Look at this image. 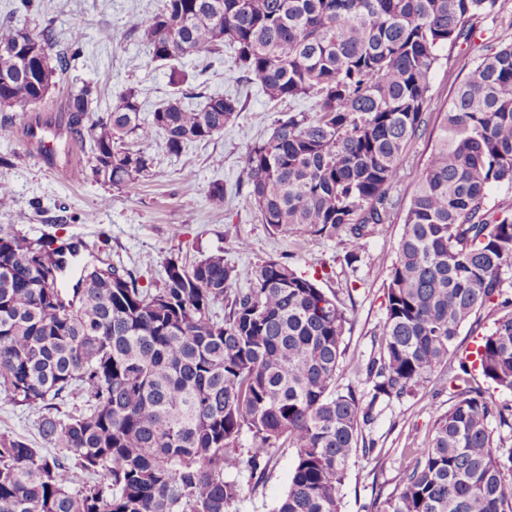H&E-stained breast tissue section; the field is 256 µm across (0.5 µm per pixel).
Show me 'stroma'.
Returning <instances> with one entry per match:
<instances>
[{"label":"stroma","mask_w":512,"mask_h":512,"mask_svg":"<svg viewBox=\"0 0 512 512\" xmlns=\"http://www.w3.org/2000/svg\"><path fill=\"white\" fill-rule=\"evenodd\" d=\"M162 0H0V22L13 20L33 33L52 26L53 51L64 49L81 35L83 53L72 60L67 75L58 80L38 105L0 108V181L11 192L0 197V231L30 239L53 237L81 244V261L96 258L122 267L143 288L160 286L164 265L175 259L190 265L219 252L239 277L236 287L246 289L255 269L276 258L316 279L320 288L337 292L347 306V359L337 376L340 387L361 383L352 363L369 356L372 336L385 318L384 288L402 233L403 207L413 182L424 167L456 86L469 69L496 46L497 36L512 28V0H498L493 13L480 16L468 39L445 47L439 54L431 83L430 116L426 132L407 148V163L392 194L399 208L390 223L363 241L357 262H348V239L306 233L282 234L262 223L248 195L246 153L250 144L266 138L279 113L309 108L310 100L294 104L269 103L255 77H243L229 50L182 59L188 74L183 90L190 105L211 95L237 97L242 109L214 137L187 145L173 156L165 151L163 135H156L147 152L152 174L136 189H119L92 182L86 175L87 141L71 135L64 119L65 100L73 79L93 90L91 111L100 116L126 89H134L144 111L169 98L173 88L168 69L150 63L146 47L130 34L133 18L157 11ZM110 40H102V32ZM46 127L45 145L54 158L45 164L28 146L27 129ZM69 170L62 179L57 168ZM224 186V207L209 202L213 183ZM456 400L447 380H435L426 390L383 407L365 429L380 456L359 455L350 463L341 491L342 512H364L378 496L395 488L407 465L404 450L428 447L440 414ZM37 413L21 409L0 396V434L29 443L41 454L53 456L36 427ZM296 452L280 449L262 478L245 480L237 512H274L284 494Z\"/></svg>","instance_id":"1"}]
</instances>
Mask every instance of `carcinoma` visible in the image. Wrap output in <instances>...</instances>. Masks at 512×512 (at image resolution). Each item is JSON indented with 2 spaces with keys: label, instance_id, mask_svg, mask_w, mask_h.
<instances>
[{
  "label": "carcinoma",
  "instance_id": "cac0c4a2",
  "mask_svg": "<svg viewBox=\"0 0 512 512\" xmlns=\"http://www.w3.org/2000/svg\"><path fill=\"white\" fill-rule=\"evenodd\" d=\"M498 0H164L131 25L150 62L170 67L177 94L142 117L133 90L97 118L91 89L70 91L68 129L89 141L93 181L133 189L150 176L156 134L179 154L224 130L240 112L230 95L183 104L175 62L226 48L288 110L246 153L249 195L279 233L344 232L357 259L362 240L390 222L408 145L428 126L439 52L465 40L471 21ZM0 24V107L44 101L81 54L80 37L56 55L52 28ZM42 80L23 77L25 54ZM512 188V35L458 85L403 212L384 283L386 314L373 351L352 363L367 391L337 385L347 310L288 264L269 259L250 287L211 254L171 260L157 288L115 266L79 267L73 287L52 238L0 235V394L39 412L42 455L0 434V512H237L239 476L265 473L280 448L296 450L275 512H341L353 457L374 451L364 427L382 404L415 396L448 365L460 328L486 310L496 318L453 375L455 403L431 445L401 470L372 512H512V429L470 368L512 391V205L489 204L491 186ZM225 304L219 318L215 307ZM80 397L81 408L66 409ZM253 445L239 447L242 432ZM89 481L75 486L76 471Z\"/></svg>",
  "mask_w": 512,
  "mask_h": 512
}]
</instances>
